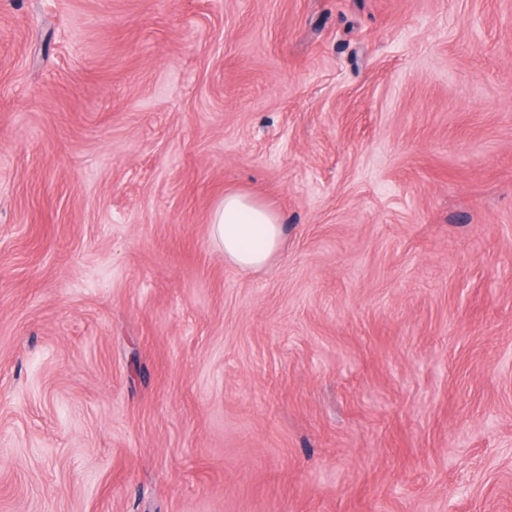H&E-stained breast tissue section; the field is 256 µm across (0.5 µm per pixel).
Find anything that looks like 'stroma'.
Returning <instances> with one entry per match:
<instances>
[{
    "instance_id": "35a3bbf8",
    "label": "stroma",
    "mask_w": 512,
    "mask_h": 512,
    "mask_svg": "<svg viewBox=\"0 0 512 512\" xmlns=\"http://www.w3.org/2000/svg\"><path fill=\"white\" fill-rule=\"evenodd\" d=\"M0 512H512V0H0ZM212 241L242 270L266 267L281 251L286 225L269 205L242 191L224 194L210 221Z\"/></svg>"
}]
</instances>
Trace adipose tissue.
I'll use <instances>...</instances> for the list:
<instances>
[{
  "instance_id": "obj_1",
  "label": "adipose tissue",
  "mask_w": 512,
  "mask_h": 512,
  "mask_svg": "<svg viewBox=\"0 0 512 512\" xmlns=\"http://www.w3.org/2000/svg\"><path fill=\"white\" fill-rule=\"evenodd\" d=\"M212 241L242 270L266 267L281 251L286 226L277 211L242 191L225 193L210 221Z\"/></svg>"
}]
</instances>
